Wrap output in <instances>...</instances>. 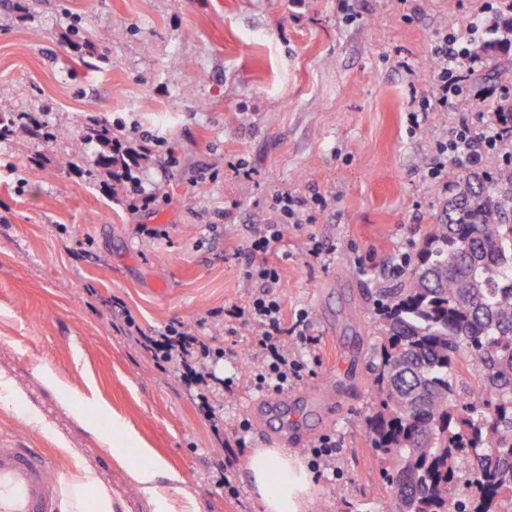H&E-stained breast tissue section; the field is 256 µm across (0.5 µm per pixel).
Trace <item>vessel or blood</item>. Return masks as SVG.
I'll list each match as a JSON object with an SVG mask.
<instances>
[{
    "label": "vessel or blood",
    "mask_w": 512,
    "mask_h": 512,
    "mask_svg": "<svg viewBox=\"0 0 512 512\" xmlns=\"http://www.w3.org/2000/svg\"><path fill=\"white\" fill-rule=\"evenodd\" d=\"M333 379L291 392L279 393L250 414L268 428L272 438L287 442L288 416L296 403L312 406L320 420H328L332 406ZM58 489L45 461L26 448H0V512H56Z\"/></svg>",
    "instance_id": "obj_1"
}]
</instances>
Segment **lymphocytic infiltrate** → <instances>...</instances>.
<instances>
[{
	"label": "lymphocytic infiltrate",
	"mask_w": 512,
	"mask_h": 512,
	"mask_svg": "<svg viewBox=\"0 0 512 512\" xmlns=\"http://www.w3.org/2000/svg\"><path fill=\"white\" fill-rule=\"evenodd\" d=\"M431 90L422 96L417 108L409 114L412 130H419L426 113L436 110H462L473 98L469 77L479 67L481 58L474 48L460 45L456 35L440 32L431 50ZM326 206L324 195L283 190L272 197V207L280 221L267 224L258 230L249 244L251 259L244 271V278L254 293L244 305L234 304L225 310L208 311L213 325L225 334H233L236 326L253 329L252 357L246 370L247 379L258 392H281L301 376L304 365L293 359L283 335L288 328H295L301 344L314 347L318 340L309 332L307 311H298L294 325H287L284 306L274 289L280 282L278 265L271 262L268 254L271 243L280 241L284 226L297 227L314 222L316 215ZM112 314L123 323L127 335L136 337L149 351L159 367L171 368L193 385L200 407L213 431L224 429V412L211 404L210 395L216 384L232 388L233 378L216 377L212 364L223 358L224 349L216 337L196 334L194 326L182 321L167 324L157 335L143 333L135 318L121 302H113Z\"/></svg>",
	"instance_id": "obj_1"
}]
</instances>
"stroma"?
I'll list each match as a JSON object with an SVG mask.
<instances>
[{
  "mask_svg": "<svg viewBox=\"0 0 512 512\" xmlns=\"http://www.w3.org/2000/svg\"><path fill=\"white\" fill-rule=\"evenodd\" d=\"M494 4L359 0L363 18L349 23L336 0H0V112L49 132L0 138V377L13 386L0 448L31 449L62 483L65 443L123 512H154L132 476L137 456L117 461L102 438L118 418L185 478L200 512H263L244 462L271 441L238 431L260 399L243 374L251 328L220 337L216 374L237 385L219 442L192 391L119 329L111 303L150 336L174 321L214 335L199 319L247 300L248 246L277 221L272 195L317 191L325 210L271 248L286 316L306 310L319 340L300 382L327 374L340 390L324 427L295 407L310 442L329 435L338 448L307 512H395L364 436L370 295L415 255L446 197L427 175L437 143L463 121L490 132L494 98L428 113L414 133L407 113L430 88L436 33L464 31ZM93 120L148 147L136 175L149 208L112 192L86 137ZM70 155L76 167L62 168ZM142 224L165 239L137 234ZM311 239L320 258L305 253ZM226 474L237 496L220 487Z\"/></svg>",
  "mask_w": 512,
  "mask_h": 512,
  "instance_id": "obj_1",
  "label": "stroma"
}]
</instances>
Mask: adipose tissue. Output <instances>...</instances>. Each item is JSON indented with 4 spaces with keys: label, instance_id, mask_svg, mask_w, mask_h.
<instances>
[{
    "label": "adipose tissue",
    "instance_id": "obj_1",
    "mask_svg": "<svg viewBox=\"0 0 512 512\" xmlns=\"http://www.w3.org/2000/svg\"><path fill=\"white\" fill-rule=\"evenodd\" d=\"M141 454L145 463L135 469L133 477L143 494L154 503L155 512H199L195 499L181 493V477L167 472L163 463L153 458L150 449H142ZM245 468L251 490L264 512H305L311 477L287 449H253ZM120 507V498L93 470L76 464L65 483L62 512H120Z\"/></svg>",
    "mask_w": 512,
    "mask_h": 512
}]
</instances>
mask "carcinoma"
I'll list each match as a JSON object with an SVG mask.
<instances>
[{
	"label": "carcinoma",
	"instance_id": "1",
	"mask_svg": "<svg viewBox=\"0 0 512 512\" xmlns=\"http://www.w3.org/2000/svg\"><path fill=\"white\" fill-rule=\"evenodd\" d=\"M481 47L512 46V16ZM502 167L465 172L396 288L375 300L364 429L397 512H512V95L495 106ZM89 136L126 168L110 124Z\"/></svg>",
	"mask_w": 512,
	"mask_h": 512
}]
</instances>
